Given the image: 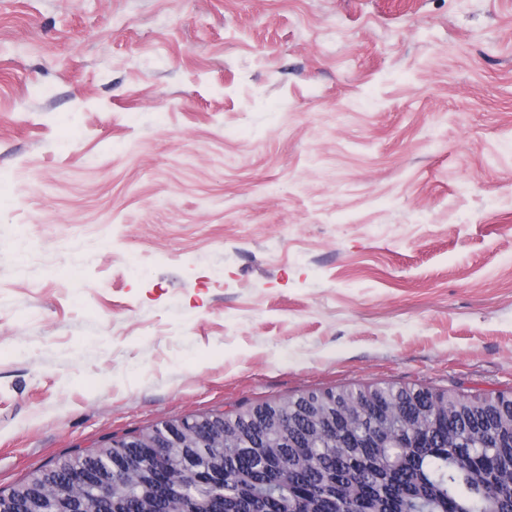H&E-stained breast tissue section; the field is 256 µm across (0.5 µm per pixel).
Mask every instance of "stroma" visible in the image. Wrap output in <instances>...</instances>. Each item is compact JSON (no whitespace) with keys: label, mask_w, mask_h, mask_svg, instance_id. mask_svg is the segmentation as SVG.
<instances>
[{"label":"stroma","mask_w":512,"mask_h":512,"mask_svg":"<svg viewBox=\"0 0 512 512\" xmlns=\"http://www.w3.org/2000/svg\"><path fill=\"white\" fill-rule=\"evenodd\" d=\"M377 384L512 392V0H0V490Z\"/></svg>","instance_id":"35a3bbf8"}]
</instances>
